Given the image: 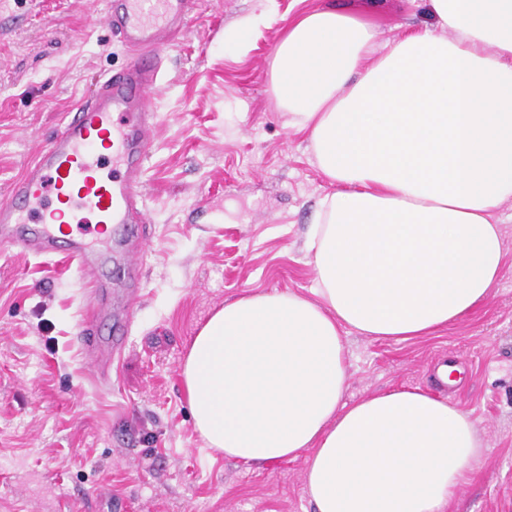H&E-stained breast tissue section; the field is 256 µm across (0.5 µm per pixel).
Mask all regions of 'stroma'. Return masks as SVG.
Segmentation results:
<instances>
[{"label": "stroma", "instance_id": "1", "mask_svg": "<svg viewBox=\"0 0 512 512\" xmlns=\"http://www.w3.org/2000/svg\"><path fill=\"white\" fill-rule=\"evenodd\" d=\"M346 3L200 0L151 101V242L126 345L104 380L91 378L77 342L88 294L76 268L0 247V512H313L303 460L257 466L205 445L180 368L225 301L313 286L305 242L335 187L280 112L269 71L286 19ZM105 10L104 0L88 11L76 0H0V198L100 76L130 64ZM259 14L247 48L225 45V32ZM374 17L383 42L434 25L427 0H385ZM494 217L505 257L483 305L436 336L345 338L346 401L418 387L475 421L484 452L448 512H512V202ZM443 364L458 368L447 387Z\"/></svg>", "mask_w": 512, "mask_h": 512}]
</instances>
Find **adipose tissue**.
I'll return each instance as SVG.
<instances>
[{"mask_svg":"<svg viewBox=\"0 0 512 512\" xmlns=\"http://www.w3.org/2000/svg\"><path fill=\"white\" fill-rule=\"evenodd\" d=\"M438 30L378 48L360 7L288 22L270 88L325 196L309 294L246 292L181 369L208 447L247 464L305 457L314 512H446L483 452L454 402L420 389L344 401L349 332L435 336L484 303L512 200V0H429Z\"/></svg>","mask_w":512,"mask_h":512,"instance_id":"adipose-tissue-1","label":"adipose tissue"}]
</instances>
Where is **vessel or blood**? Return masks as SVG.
<instances>
[{
    "label": "vessel or blood",
    "mask_w": 512,
    "mask_h": 512,
    "mask_svg": "<svg viewBox=\"0 0 512 512\" xmlns=\"http://www.w3.org/2000/svg\"><path fill=\"white\" fill-rule=\"evenodd\" d=\"M197 0H107L105 23L134 55L127 68L104 75L95 95L69 113L24 173L0 200V242L16 257L61 255L87 277L93 304L79 335L98 373H105L125 341L102 335L112 322V281L102 274L121 252L137 300L136 271L151 235L143 216L140 178L152 142L148 104L159 86L162 52L181 34ZM95 219L103 246L85 237L84 215Z\"/></svg>",
    "instance_id": "vessel-or-blood-1"
}]
</instances>
